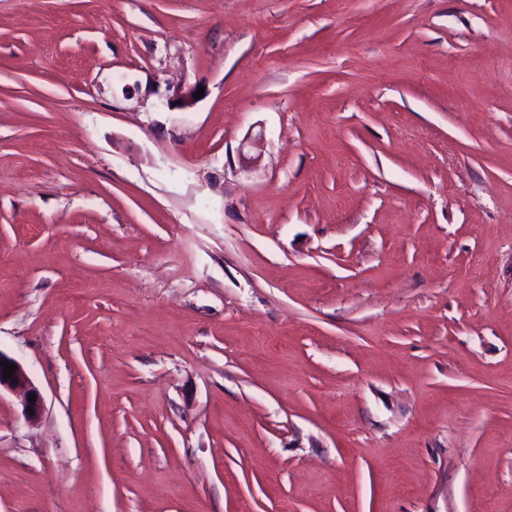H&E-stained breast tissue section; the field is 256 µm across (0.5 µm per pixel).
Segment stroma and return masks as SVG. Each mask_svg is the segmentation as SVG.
<instances>
[{
    "label": "stroma",
    "mask_w": 512,
    "mask_h": 512,
    "mask_svg": "<svg viewBox=\"0 0 512 512\" xmlns=\"http://www.w3.org/2000/svg\"><path fill=\"white\" fill-rule=\"evenodd\" d=\"M0 351V512H512V0H0ZM1 361H4V363H14L16 365V370L12 378L5 380L4 367ZM12 379H16L17 384H13ZM2 389L22 392L24 395L25 418L32 424L40 419L44 407V400L39 389L32 383L23 367L15 359L0 351V392ZM30 395L35 396L36 401L34 403L29 402ZM29 407H32L33 413L29 412Z\"/></svg>",
    "instance_id": "1"
}]
</instances>
